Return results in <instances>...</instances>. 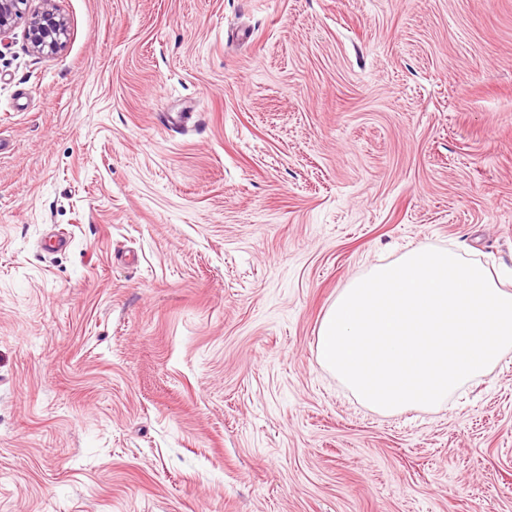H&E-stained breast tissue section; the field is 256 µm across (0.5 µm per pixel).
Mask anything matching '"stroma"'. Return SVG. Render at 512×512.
<instances>
[{
	"instance_id": "35a3bbf8",
	"label": "stroma",
	"mask_w": 512,
	"mask_h": 512,
	"mask_svg": "<svg viewBox=\"0 0 512 512\" xmlns=\"http://www.w3.org/2000/svg\"><path fill=\"white\" fill-rule=\"evenodd\" d=\"M54 5L0 51V512H512V354L393 416L316 355L406 248L512 275V0ZM42 2L44 6L31 14L25 29L26 40L36 52L56 49L66 31V20L54 7L53 1Z\"/></svg>"
}]
</instances>
